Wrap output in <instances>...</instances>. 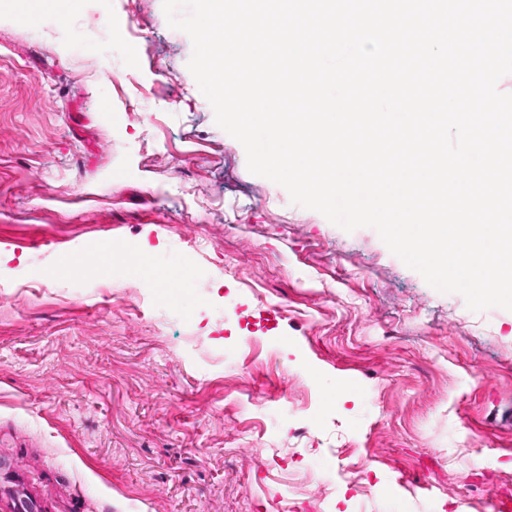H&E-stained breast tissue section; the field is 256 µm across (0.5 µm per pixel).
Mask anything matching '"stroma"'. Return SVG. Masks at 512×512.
<instances>
[{
  "mask_svg": "<svg viewBox=\"0 0 512 512\" xmlns=\"http://www.w3.org/2000/svg\"><path fill=\"white\" fill-rule=\"evenodd\" d=\"M25 17L0 9V489L93 512H494L512 311H471L249 172L163 0ZM67 252L90 258L63 271Z\"/></svg>",
  "mask_w": 512,
  "mask_h": 512,
  "instance_id": "35a3bbf8",
  "label": "stroma"
}]
</instances>
